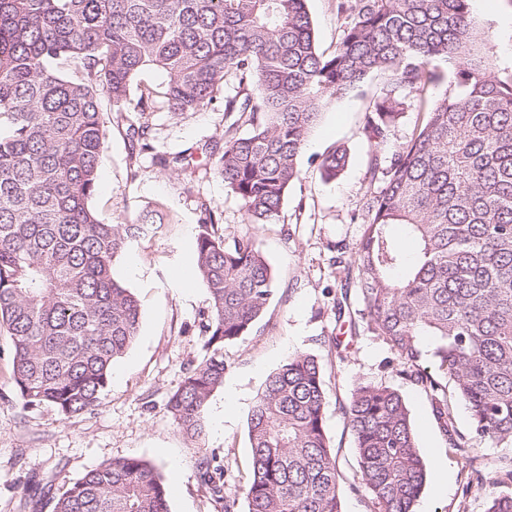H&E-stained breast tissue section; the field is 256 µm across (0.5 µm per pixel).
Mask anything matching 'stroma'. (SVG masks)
Here are the masks:
<instances>
[{
    "label": "stroma",
    "mask_w": 512,
    "mask_h": 512,
    "mask_svg": "<svg viewBox=\"0 0 512 512\" xmlns=\"http://www.w3.org/2000/svg\"><path fill=\"white\" fill-rule=\"evenodd\" d=\"M321 51L332 53L343 37L344 18L336 0H307ZM472 16L484 31V50L501 73L512 74V0H485ZM385 81L378 75L329 105L299 159L301 178L288 191L278 223L249 229L240 200L205 165L202 147L221 141L224 97L236 83L226 79L222 99L199 112L174 113L166 106L147 113L151 150L130 157L124 127L111 104H104L109 129L92 206L108 223H133L146 209L163 213L164 222L134 241L115 273L137 298L138 335L115 361L100 405L90 413L60 418L49 407L24 409L12 375V340L0 330V512H25L32 484L61 495L100 463L121 457L151 460L169 489L170 512H216L197 476L202 457H215L224 468V494L246 512L245 488L251 474L247 422L267 377L297 352L315 355L326 374L324 422L340 469L343 512H372L370 493L357 484L354 437L342 405L354 383L383 382L398 389L411 411L414 431L427 466V482L416 512H485L495 491L467 490V473L449 448L435 420L430 399L401 378L391 365L388 347L353 325L361 307L350 295L343 313L334 299L353 283V252L363 234L361 206L368 187L371 149L389 159L411 133L418 114L406 110L387 139L372 146L364 129V109ZM345 147L349 160L332 180L317 166L334 147ZM193 159L192 175L160 171L153 150ZM210 204L221 219L210 231L232 238L254 236L275 275V293L251 333L224 347V386L210 397L205 433L181 432L166 408L169 395L187 369L205 353L200 332L207 293L196 282L193 242L201 230L200 206ZM232 391V419L224 417V393Z\"/></svg>",
    "instance_id": "35a3bbf8"
}]
</instances>
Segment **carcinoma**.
<instances>
[{
	"instance_id": "cac0c4a2",
	"label": "carcinoma",
	"mask_w": 512,
	"mask_h": 512,
	"mask_svg": "<svg viewBox=\"0 0 512 512\" xmlns=\"http://www.w3.org/2000/svg\"><path fill=\"white\" fill-rule=\"evenodd\" d=\"M337 10L348 22L326 55L307 0H0V326L24 408L51 406L63 419L94 411L138 334L139 303L114 267L154 217L109 224L91 206L108 135L103 98L127 122L130 150L143 152L152 149L143 118L157 103L136 83L143 71L166 75L164 104L175 113L208 107L233 77L224 145L204 153L248 223L263 226L279 221L322 110L383 73L365 109L369 137L384 141L410 97L422 119L386 164L375 151L369 158L354 251L362 326L430 397L477 482L448 389L469 410L474 438L512 447V75L482 53L470 0H338ZM346 159L340 146L327 152L321 176L336 177ZM200 211L206 354L167 401L194 438L224 383V344L246 335L274 295L253 237L217 239L208 232L216 211ZM397 225L416 245L409 267ZM424 336L436 340L430 366ZM325 403L312 354L268 376L248 418L247 512H342ZM343 411L373 512H415L427 467L402 394L358 382ZM213 462H199L198 479L221 512H236ZM492 469L499 491L485 512H512V460ZM31 496L52 512H169L159 468L136 457L101 463L59 497Z\"/></svg>"
}]
</instances>
